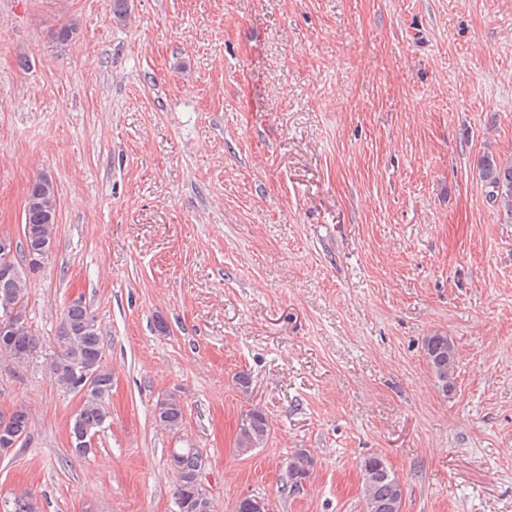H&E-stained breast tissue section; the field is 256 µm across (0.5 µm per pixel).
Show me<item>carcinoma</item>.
<instances>
[{"mask_svg": "<svg viewBox=\"0 0 512 512\" xmlns=\"http://www.w3.org/2000/svg\"><path fill=\"white\" fill-rule=\"evenodd\" d=\"M479 177L487 188L489 201L503 216L506 224H512V155L500 158L492 153L482 157ZM57 193L53 181L45 175L35 177L28 188L24 205V224L32 227L41 236L52 238L53 225L45 223V217L55 216ZM29 295L28 273L22 272L17 279L0 278V314L9 308L25 314ZM39 346V337L31 325L24 324L17 333L10 349L4 354L17 363L30 360ZM59 352L51 364L55 382L66 391L77 394L80 366L92 365L98 372L97 386L86 392L83 404L76 414L70 430L71 438L79 440L85 430H95L107 418L105 399L112 388V371L104 363V345L100 328L92 313L80 301L69 304L63 312L58 334ZM426 359L443 392H448L456 368L455 345L447 336L436 333L425 339ZM154 418L170 431L180 430L184 421V409L175 397L157 402ZM31 421L26 409L20 408L8 418L0 417V432L22 439L29 437ZM270 428L268 417L260 409H248L241 413L235 439V451L243 456L267 444ZM175 468L179 472L174 496L177 500L189 501L194 494L192 480L206 467V460L196 448H176L171 453ZM314 469V458L304 449L294 452L288 459L287 481L282 491L297 493L292 482L293 474L310 476ZM362 474L363 512H375L377 505L391 502L403 486L402 481L391 470L385 459L372 454L360 461Z\"/></svg>", "mask_w": 512, "mask_h": 512, "instance_id": "obj_1", "label": "carcinoma"}]
</instances>
